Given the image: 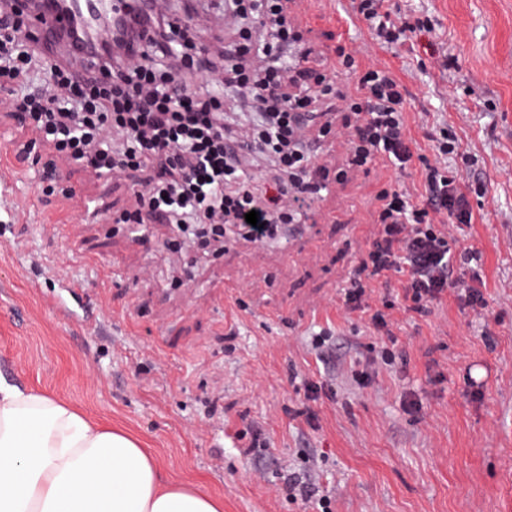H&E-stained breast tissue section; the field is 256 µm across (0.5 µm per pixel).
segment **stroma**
Masks as SVG:
<instances>
[{
  "instance_id": "obj_1",
  "label": "stroma",
  "mask_w": 512,
  "mask_h": 512,
  "mask_svg": "<svg viewBox=\"0 0 512 512\" xmlns=\"http://www.w3.org/2000/svg\"><path fill=\"white\" fill-rule=\"evenodd\" d=\"M389 2L434 30L382 49L350 0L290 10L325 52L350 42L400 75L419 145L436 124L458 139L448 166L463 171L474 222L453 248L480 256L487 310L451 295L426 317L395 312V360L375 362L371 330L339 298L373 237L376 195L398 179L386 167L334 184L320 223L198 259L180 287L186 257L167 249V225L135 240L87 212L98 198L131 207L132 181L65 164L73 194L41 198V165L18 158L0 194V380L135 437L162 480L195 484L224 512H320L323 497L333 512H512V0ZM324 328L327 362L311 346ZM318 383L329 396L309 400ZM257 428L269 451L252 448ZM293 472L313 498L288 493Z\"/></svg>"
}]
</instances>
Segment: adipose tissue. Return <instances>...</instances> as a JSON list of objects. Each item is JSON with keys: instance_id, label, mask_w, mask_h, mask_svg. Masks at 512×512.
<instances>
[{"instance_id": "adipose-tissue-1", "label": "adipose tissue", "mask_w": 512, "mask_h": 512, "mask_svg": "<svg viewBox=\"0 0 512 512\" xmlns=\"http://www.w3.org/2000/svg\"><path fill=\"white\" fill-rule=\"evenodd\" d=\"M0 512H224V503L162 482L155 456L131 436L0 382Z\"/></svg>"}]
</instances>
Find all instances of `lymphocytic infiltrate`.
Masks as SVG:
<instances>
[{"instance_id":"obj_1","label":"lymphocytic infiltrate","mask_w":512,"mask_h":512,"mask_svg":"<svg viewBox=\"0 0 512 512\" xmlns=\"http://www.w3.org/2000/svg\"><path fill=\"white\" fill-rule=\"evenodd\" d=\"M383 3L352 0L380 48L431 31L429 20H409ZM196 10L188 0L181 16L150 13L144 33L113 39L91 79L72 60L48 62L21 19L0 15L9 115L54 153L42 168V194L54 192L61 160L100 179L134 177L136 203L115 223L134 234L145 224L171 225L170 250L190 245L207 255L236 239L272 243L287 225L315 219L316 201L348 171L391 167L416 184L378 192L376 232L341 310L367 318L388 363L394 311L426 315L450 293L485 307L479 277L465 271L473 254L450 246L473 221L463 180L448 168L460 144L433 133L423 153L410 134L398 73L363 61L344 42L326 55L304 40L288 0H224L237 24L222 33L217 54L181 25ZM335 139L346 155L332 170L316 151ZM252 211L254 225L245 220ZM379 284L396 293L374 305Z\"/></svg>"}]
</instances>
